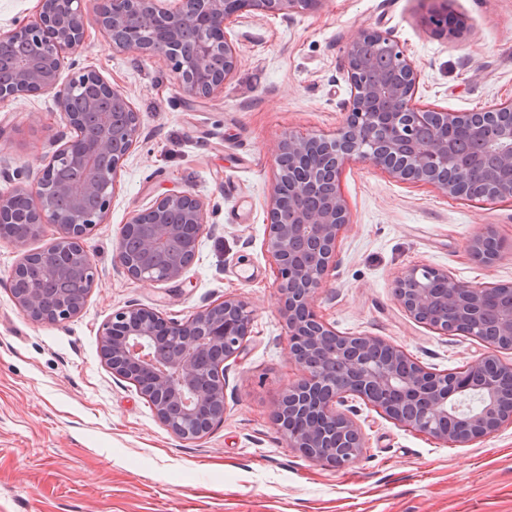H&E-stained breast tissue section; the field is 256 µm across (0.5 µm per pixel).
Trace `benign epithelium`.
I'll return each instance as SVG.
<instances>
[{
    "mask_svg": "<svg viewBox=\"0 0 512 512\" xmlns=\"http://www.w3.org/2000/svg\"><path fill=\"white\" fill-rule=\"evenodd\" d=\"M327 0H106L98 22L116 52L157 55L172 64L182 89L211 98L238 67L228 22L244 11L286 14L310 11ZM83 0H41L39 16L0 32V48L17 37L30 44L31 59L18 66L9 92L0 98L52 91L69 133L35 185L37 205L17 210L28 190L0 193V228L24 224V235H1L24 244L43 225L60 236L47 248L25 255L12 281L21 312L38 323L60 324L82 309L61 289L76 264L93 288L96 267L81 239L104 223L120 168L135 147L140 123L119 131L110 112L94 122L70 105L74 91L97 85L112 104L133 106L125 93L93 71L66 84L60 72L67 55L85 42ZM350 97L345 122L332 135L288 134L272 149L276 176L269 197L265 250L276 273L279 311L288 339V361L301 377L288 385L274 409L281 434L308 459L347 466L366 447L361 428L346 413L347 397L369 403L394 423L433 439L466 446L512 423V404L502 398L512 363L498 352L512 350V283L466 285L448 271L413 265L395 281L394 295L414 321L443 335L475 337L490 351L456 372L433 371L401 348L376 336H347L321 317L314 298L336 266V249L349 224L339 189L350 162L370 163L393 178L423 183L443 195L480 199L486 186L512 197V98L484 112H440L414 103L418 73L390 36L363 31L346 48ZM470 127L495 152L501 172L486 170L478 157L450 150V136ZM204 202L190 192L162 196L122 225L115 261L135 280L182 278L199 252L206 223ZM492 230L473 238L469 252L483 264L495 256L480 252ZM253 311L229 295L185 321L131 305L102 328L101 354L113 375L133 383L154 407L159 421L182 439H197L224 419V363L244 350Z\"/></svg>",
    "mask_w": 512,
    "mask_h": 512,
    "instance_id": "obj_1",
    "label": "benign epithelium"
}]
</instances>
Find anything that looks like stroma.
I'll return each mask as SVG.
<instances>
[{"label": "stroma", "mask_w": 512, "mask_h": 512, "mask_svg": "<svg viewBox=\"0 0 512 512\" xmlns=\"http://www.w3.org/2000/svg\"><path fill=\"white\" fill-rule=\"evenodd\" d=\"M436 11L461 19V36L429 25ZM83 13L86 41L60 80L93 70L120 88L140 137L105 223L82 241L97 278L79 314L36 323L13 296L12 270L26 251L54 242L56 227L22 249L0 239V512H512V424L454 447L352 398L346 407L367 441L358 462L326 466L288 447L272 414L301 372L288 361L264 247L271 147L343 122L344 52L360 30L389 34L413 63L418 104L481 112L512 96V0H325L287 16L246 11L228 28L238 68L209 99L187 95L162 57L112 51L94 0ZM65 129L54 92L0 101V192L33 188ZM339 188L350 225L317 312L340 333L379 337L439 371L485 353L479 340L409 318L393 285L413 265L470 285L512 282V203L452 199L366 163L346 165ZM174 191L206 205L199 254L179 280L131 279L115 263L118 232ZM490 228L503 246L485 265L468 244ZM227 295L242 297L254 320L244 351L226 364L224 420L202 438L181 439L135 385L113 375L101 330L130 305L182 321Z\"/></svg>", "instance_id": "obj_1"}]
</instances>
